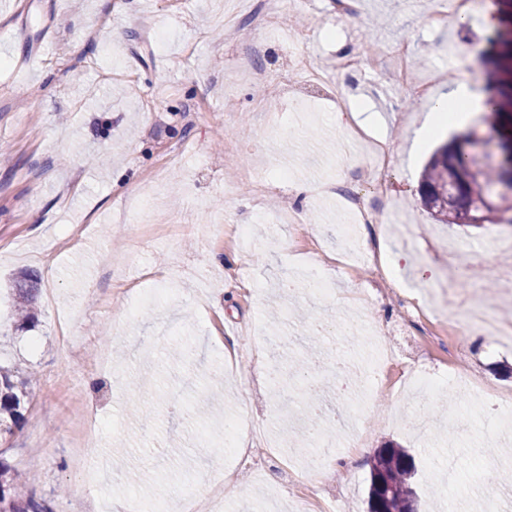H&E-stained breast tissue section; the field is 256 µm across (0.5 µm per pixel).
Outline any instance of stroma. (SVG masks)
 <instances>
[{"label": "stroma", "instance_id": "1", "mask_svg": "<svg viewBox=\"0 0 512 512\" xmlns=\"http://www.w3.org/2000/svg\"><path fill=\"white\" fill-rule=\"evenodd\" d=\"M466 25L429 26L434 0H363L358 18L331 0L298 9L313 37L256 43L245 0H0V365L35 375L36 393L1 455L34 476L28 492L52 512H138L184 493L205 498L215 468L226 512L284 508L291 466L312 452L298 423L308 379L314 406L335 407L336 376L323 361L361 362L377 334L397 381L409 365L449 371L512 394V342L474 332L418 347L437 312L461 316L472 295L496 305L512 328V281L480 257L491 237L512 255V226L437 223L419 195L431 152L416 133L460 71L465 49L484 45L486 14ZM47 39L48 51L24 59ZM406 40L417 79L436 76L414 99L388 77H339L295 94L279 85L297 51L320 67L368 47ZM367 102L377 137L390 144L384 171L389 218L354 224L329 192L347 180L369 194L371 156L336 122V98ZM125 173L130 187L112 180ZM352 246L409 258L401 285L372 263L336 268L339 229ZM243 245L228 246L237 226ZM433 266L430 283L417 279ZM316 269L329 290L310 289ZM38 274L35 321L19 327L10 288ZM166 282L164 299L143 295ZM357 447L334 437L326 459L351 462L326 482L337 512H368L369 462L382 441L410 448L419 471L418 512H450L464 490L491 493L512 512V431L494 417L448 428L463 412L447 391L420 441L406 399L368 396Z\"/></svg>", "mask_w": 512, "mask_h": 512}]
</instances>
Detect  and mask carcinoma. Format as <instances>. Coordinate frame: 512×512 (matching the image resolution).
Segmentation results:
<instances>
[{
    "instance_id": "cac0c4a2",
    "label": "carcinoma",
    "mask_w": 512,
    "mask_h": 512,
    "mask_svg": "<svg viewBox=\"0 0 512 512\" xmlns=\"http://www.w3.org/2000/svg\"><path fill=\"white\" fill-rule=\"evenodd\" d=\"M487 40L499 46L500 61L511 70L512 43L500 40L496 33ZM489 91L491 109L484 120L499 131L501 159L492 161L486 153L472 154L453 139L435 149L425 166L419 193L432 218L441 224H467L469 206L486 198L492 200V206L484 221L512 223V196L490 195L493 186L506 180L512 184V136L502 132L512 122V81L500 80ZM37 284L38 278L29 275L13 289L15 306L24 323L35 305ZM33 396L29 381L14 382L13 372L0 366V441L23 421L25 404ZM414 476V460L407 449L393 441L378 448L371 460L370 480L381 477L388 486L382 512H414ZM26 483L27 478L11 472L0 461V512H50L46 503L23 494Z\"/></svg>"
}]
</instances>
